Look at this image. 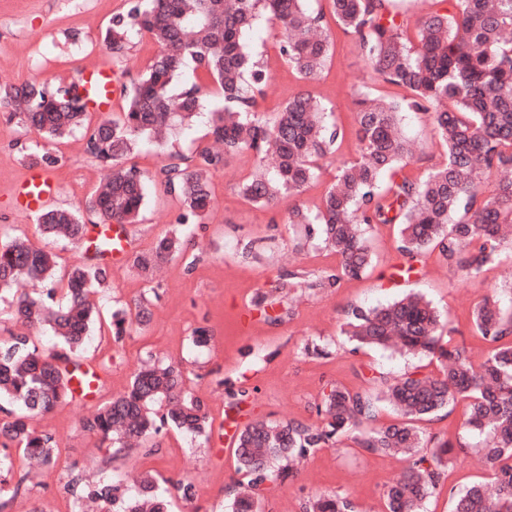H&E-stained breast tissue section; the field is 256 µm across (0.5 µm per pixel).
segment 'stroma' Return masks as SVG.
<instances>
[{
  "label": "stroma",
  "instance_id": "stroma-1",
  "mask_svg": "<svg viewBox=\"0 0 512 512\" xmlns=\"http://www.w3.org/2000/svg\"><path fill=\"white\" fill-rule=\"evenodd\" d=\"M123 4L124 0H0V82H69L106 63L118 80L129 82L158 46L150 37L139 36L120 53L111 51L106 29ZM277 33V26L263 22L248 36L269 77L257 108L273 114L305 89L333 109L342 136L325 160L321 176L299 196L282 198L272 207L256 206L239 193L258 165L256 157L250 153L231 157L211 172L213 201L203 224L195 229V245L187 257L168 260L163 277L155 283L138 276L128 261L110 264L102 313H110L118 303L142 301L148 303L151 319L119 343L108 332H93L81 358L86 367L100 371L102 386L87 398L61 404L36 418L37 429L53 436L60 459L30 481L28 491L11 501L8 512H72L73 491L131 469L154 471L160 487L166 489L180 479L195 483L194 504L171 497V512H227L238 474L234 455L224 446L220 432H213L206 441L171 429L156 437L151 453L123 456L112 454L82 426L84 415L127 389L140 357L149 353L182 363L188 390L218 424L225 418L229 386L251 392L243 422L312 423L318 419L316 406L330 384L360 391L369 389L367 377L372 373L388 378L415 370L437 373L438 362L427 356L354 349L341 332L344 312L353 305L369 307L412 291L422 293L442 313L453 340L466 342L472 363L480 364L485 358L487 346L476 333L473 310L492 290L512 284V266L491 264L478 278L466 279L450 272L439 251L431 248L422 253L410 275H402L394 224L367 227L373 263L365 275L342 279L334 288L292 289L278 307L281 322L256 317L249 327L241 326V310L249 307L256 293L267 291L283 276L295 272L314 280L335 273L336 256L317 249L299 226L289 224L288 216L296 207L316 210L336 166L356 158L357 94L383 97L394 92L376 78L356 38L339 27L331 29L330 60L309 84L274 50ZM400 127L403 136L419 147L406 175L416 178L443 163L446 148L427 115L402 113ZM205 133V127L198 125L181 132L167 148L147 144L134 155L133 164L150 182L140 223L125 230L131 251L148 249L158 237L177 229L180 204L175 196L163 193L160 170L168 155H194L197 146L205 144ZM39 141L36 133L0 119V225L34 243L39 240L34 215L18 209L16 194L30 170L26 155ZM49 149L59 159L51 171L55 181L51 206L83 210L88 226L84 240L52 243L61 266L66 267L82 257L90 240L99 235L101 218L84 207L105 171L86 152L81 134L52 143ZM198 327L208 328L211 336L202 348L191 343ZM310 342L321 345L322 354L308 352ZM464 411L460 401L450 416L419 424L425 438L466 445L445 466L439 486L426 502V512H449L451 492L490 478L488 466L475 450L476 438L461 428ZM403 466L400 459L360 450L347 433L335 446L310 455L294 477L268 484L262 512H302L308 497L324 492L348 494L358 512H386V486Z\"/></svg>",
  "mask_w": 512,
  "mask_h": 512
}]
</instances>
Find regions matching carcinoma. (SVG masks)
I'll use <instances>...</instances> for the list:
<instances>
[{
    "label": "carcinoma",
    "instance_id": "carcinoma-1",
    "mask_svg": "<svg viewBox=\"0 0 512 512\" xmlns=\"http://www.w3.org/2000/svg\"><path fill=\"white\" fill-rule=\"evenodd\" d=\"M330 2L336 24L357 38L373 72L401 94L357 96L359 157L336 167L315 211L297 207L289 214L288 223L305 225L339 264L325 280L300 281L290 273L259 293L252 305L270 322L280 319L269 310L288 289L332 288L345 277L365 274L372 266L365 238L371 224L399 225L397 251L408 272L431 247L439 249L450 270L468 279L489 264L512 263V236L506 233L512 227V0H452L453 11L420 16L413 42L385 0ZM262 12L281 27V56L304 82L315 81L331 58L332 40L324 14L310 11L306 0H125L106 33L112 50L120 51L142 33L160 50L123 91L125 105L117 118L88 123L86 103L73 81L0 86V114L45 141L28 154L31 165L56 167L58 157L46 145L82 132L88 152L106 169L85 208L118 224L140 221L148 187L147 177L124 160L144 143H164L174 130L208 114L209 134L224 151L202 147L191 162L180 158L163 168L162 186L178 198L183 228L130 256L131 268L148 281L161 262L186 251L187 226L202 223L212 199L210 173L223 159L244 152L259 158L261 166L240 193L254 205L270 207L319 178L320 160L340 135L333 112L306 90L271 118L256 109L265 73L243 36ZM188 66L194 82L174 91ZM404 111L430 115L446 147V162L416 179L402 174L414 153L399 128ZM35 223L45 239L78 241L86 235V224L73 209L43 208ZM111 252L112 239L105 238L59 278L54 253L0 232V291L12 294L17 321L47 328L58 341L45 349L32 336H0V447L5 449L0 512L19 490L6 478L12 470L7 449L15 448L28 466L49 469L58 462L59 448L33 421L73 399L71 384L90 372L78 351L100 323L89 296L106 284L103 259ZM150 317L143 302L112 311V339L121 342L133 325L144 326ZM473 321L490 346L477 366L465 344L444 339L441 314L421 293L375 307H350L343 330L350 340L360 347L432 355L440 363L438 374L381 376L376 394L333 384L316 406L320 424L262 420L239 428L234 455L244 481L233 489L232 512H259L266 483L292 477V463L334 445L351 430L357 431L354 441L361 450L407 462L385 491L388 512H424L453 445L439 441L427 447L415 422L459 399L466 402L462 428L482 438L475 449L491 478L453 494L450 512H512V286L484 298ZM382 401L401 421L375 424ZM83 427L118 445L117 453L143 446L167 429L206 440L213 429L201 400L185 390L181 366L152 357L141 362L127 391L99 405ZM173 487L184 502L193 503L192 481L181 479ZM73 497L75 512H83L86 501L101 504L103 512H170L168 497L149 473L131 487L121 480L102 481ZM305 509L357 512L353 500L339 493L315 496Z\"/></svg>",
    "mask_w": 512,
    "mask_h": 512
}]
</instances>
